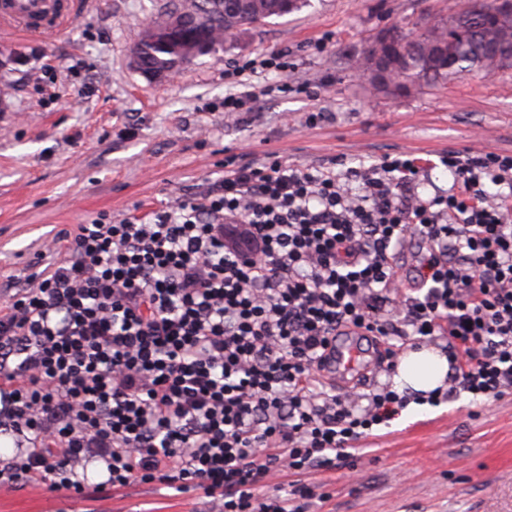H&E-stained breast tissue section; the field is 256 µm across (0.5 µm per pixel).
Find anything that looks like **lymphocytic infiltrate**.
Wrapping results in <instances>:
<instances>
[{
  "label": "lymphocytic infiltrate",
  "mask_w": 512,
  "mask_h": 512,
  "mask_svg": "<svg viewBox=\"0 0 512 512\" xmlns=\"http://www.w3.org/2000/svg\"><path fill=\"white\" fill-rule=\"evenodd\" d=\"M447 194L414 159L339 170L278 156L233 164L175 209L58 234L47 273L0 304V488L195 492L206 512H300L297 477L335 468L412 401L337 391V330L442 345L447 395L512 392V153L451 151ZM416 250L414 287L397 257ZM294 475L289 491L265 481ZM424 179L421 177L418 192L425 196H433L435 193L448 192L452 185V178L448 171L437 165L436 168L424 171Z\"/></svg>",
  "instance_id": "1"
}]
</instances>
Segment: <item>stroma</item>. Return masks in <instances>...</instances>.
Listing matches in <instances>:
<instances>
[{
  "mask_svg": "<svg viewBox=\"0 0 512 512\" xmlns=\"http://www.w3.org/2000/svg\"><path fill=\"white\" fill-rule=\"evenodd\" d=\"M189 0H82L58 33L0 26V300L48 267L44 245L100 214L144 215L205 191L241 153L302 167L402 154L426 171L422 195L452 178L429 160L452 149L512 153V69L393 89L360 63L377 32L414 33L460 0H310L224 36L170 78L132 65L145 25ZM288 52V69L249 74L256 99L228 116L246 86L225 68ZM309 112L324 121L307 126ZM345 466L306 474L326 501L304 512H512V393L407 406L362 439ZM0 512H204L196 493L156 484L70 498L26 485L0 489Z\"/></svg>",
  "mask_w": 512,
  "mask_h": 512,
  "instance_id": "stroma-1",
  "label": "stroma"
}]
</instances>
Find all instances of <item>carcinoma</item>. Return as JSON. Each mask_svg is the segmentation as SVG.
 I'll list each match as a JSON object with an SVG mask.
<instances>
[{
    "instance_id": "carcinoma-1",
    "label": "carcinoma",
    "mask_w": 512,
    "mask_h": 512,
    "mask_svg": "<svg viewBox=\"0 0 512 512\" xmlns=\"http://www.w3.org/2000/svg\"><path fill=\"white\" fill-rule=\"evenodd\" d=\"M309 0H194L189 6L167 15L169 29L145 35L135 47L137 69L164 73L185 61L210 53L216 38L247 25L260 14L266 19L301 10ZM481 3V11L473 14L469 26L446 24L422 41L414 42L405 35L393 33L403 46H411L410 67L404 82L397 88H410L426 81H447L474 71L512 68V60L480 65L478 52L485 43L507 42L512 28L493 21L495 0H470Z\"/></svg>"
}]
</instances>
